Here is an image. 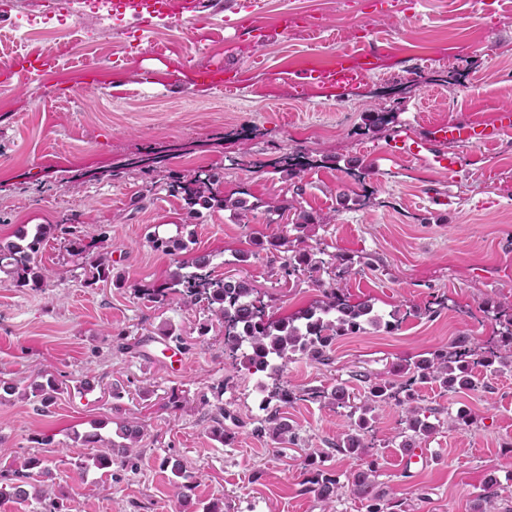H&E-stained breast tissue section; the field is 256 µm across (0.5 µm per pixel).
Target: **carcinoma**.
Masks as SVG:
<instances>
[{
  "label": "carcinoma",
  "instance_id": "carcinoma-1",
  "mask_svg": "<svg viewBox=\"0 0 512 512\" xmlns=\"http://www.w3.org/2000/svg\"><path fill=\"white\" fill-rule=\"evenodd\" d=\"M305 152L296 148L279 159L282 171L288 179L300 177L303 171L302 157ZM221 182V174L213 169L199 170L191 181L185 182L177 174L170 176L168 191L183 195L187 217L197 219L201 210L212 209L215 203L226 208H233L244 213L266 206L268 211L294 215L292 229L299 236L290 239L283 235L274 241L257 242L260 249L270 246L272 250L282 252L283 256H273L272 262L284 278H305L319 292V298L306 310L277 320L268 319L266 309L269 304L249 281L234 278H216L209 270L211 261L206 254H197L192 247V238L182 236L150 239L154 250L165 254L183 253L186 258L179 262L177 271L173 272L164 286L160 288L141 289L148 301L164 305L176 299L186 306L203 304L211 315L224 325V359L230 368L247 370L251 374L270 372L273 379L271 389L267 391L265 418L259 420L254 432L259 436H268L280 443H292L296 439L293 426L282 408L297 400L293 386L281 380L277 372L297 359L328 365L330 353L336 342L345 337L362 333L366 327L385 328L391 332L398 327L399 319L391 314L390 319L374 310L372 303L361 301L352 303L340 282L328 284L323 275L333 268L340 278L349 268L348 259L340 254L321 258L323 250H314L306 244L300 232L311 221L327 224L329 217H313L295 209L293 201L281 199L275 202L250 204L244 199H217L216 190ZM58 233L74 243L79 240L77 221L67 217L59 224H38L35 232H21L17 240L0 242V273L8 276L18 288L37 290L43 287L46 276L38 262V253L45 239L50 234ZM93 269L90 284L106 280L112 272V264L105 256H99L91 264ZM446 307L441 298H434L422 306H416L410 313L416 317H428L440 314ZM493 320L499 326L497 334L484 343L475 337L462 333L446 345L439 347L428 355L419 358H405L390 370L391 377L379 378L369 373H359V381L366 384L364 400L361 405L354 404V397L347 385L338 383L330 393L313 392L311 397H326L330 404L346 411L350 420L348 430L335 443L337 453L347 457L362 459L361 465L340 480V474L332 469H325L317 463L314 455H309L302 472L303 492L311 494L320 502H334L343 492L350 491L364 502L366 512H408L404 500L393 492L381 488L375 480L378 472V454L370 452L375 445L373 416L377 408L394 404L401 408L399 435L404 437L403 447L415 448L436 429L429 422L426 408L422 407L419 389L421 385L436 383L445 393H456L461 389H471L476 385V371L483 368L486 372H512V306L504 311L497 309ZM63 387L54 378L36 383L33 393L40 396L43 407L52 405L56 395ZM224 387L211 388V394H202L200 404L211 411V436L228 443L233 439L232 433L224 428L227 416L221 397ZM116 435L123 442L109 441L111 448H131L143 435V426L138 421H124L119 425ZM43 460L32 456L19 467L15 461L0 466V477H13L14 495L19 499L29 496L26 486L30 485L34 470L41 468ZM171 467L176 480L172 481L174 497L180 512H188L192 505L196 483L184 475L180 463L165 462ZM499 493L496 481L491 479L483 487L475 512H490L497 509Z\"/></svg>",
  "mask_w": 512,
  "mask_h": 512
}]
</instances>
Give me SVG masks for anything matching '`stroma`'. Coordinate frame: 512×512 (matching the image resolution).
<instances>
[{"instance_id": "1", "label": "stroma", "mask_w": 512, "mask_h": 512, "mask_svg": "<svg viewBox=\"0 0 512 512\" xmlns=\"http://www.w3.org/2000/svg\"><path fill=\"white\" fill-rule=\"evenodd\" d=\"M222 2L218 10L200 0L147 40L128 16L105 43L62 45L40 77L0 75V241L74 214L92 253L112 258V279L90 283L89 259L52 237L39 253L44 288H18L0 274V451L44 458L40 488L73 512H176L165 459L197 477L200 508L220 500L224 512H365L352 494L325 506L300 485L311 453H328L342 475L357 468L356 459L330 452L346 416L327 400H299L285 409L294 443L257 436L261 377L228 373L221 322L199 306L139 297L178 267L177 256L148 241L153 232L177 235L185 223L169 173L220 171L221 195L254 203L247 216L218 206L188 226L213 274L249 280L270 297L267 313L277 319L316 298L309 283L279 280L269 251L256 246L285 234L290 216L264 205L290 187L279 157L305 148L300 207L332 217L309 225L307 244L352 259L343 277L351 301L404 319L391 333L370 327L338 340L331 365L289 363L282 377L299 390L345 382L360 395L355 373L387 374L462 333L486 341L495 331L490 308L512 296V135L461 150L453 179L426 157L390 152L428 123H490L512 106V0H390L383 14L370 0H257L270 32L260 41L225 31L224 10L235 0ZM307 15L320 17L322 29L301 26ZM369 49L375 68L356 83L306 77L330 54L355 65ZM371 112L394 121L369 130ZM367 165L373 173L365 177ZM436 294L447 309L410 315ZM205 321L211 330L203 336ZM164 328L190 341L184 367L156 350ZM50 376L65 390L45 408L30 385ZM7 384L14 393L4 392ZM218 384L235 418L229 445L212 439L198 408ZM174 388L184 402L173 413L164 404ZM421 393L439 424L421 445L424 462L411 468L397 436L400 408L374 413L382 487L410 512H473L491 479L512 502V453L502 449L512 442V373H482L477 387L450 395L432 385ZM461 409L476 426L451 424ZM133 418L144 426L134 467L116 452L110 475L91 466L78 476L76 460L91 454L81 436L115 439L118 423Z\"/></svg>"}]
</instances>
